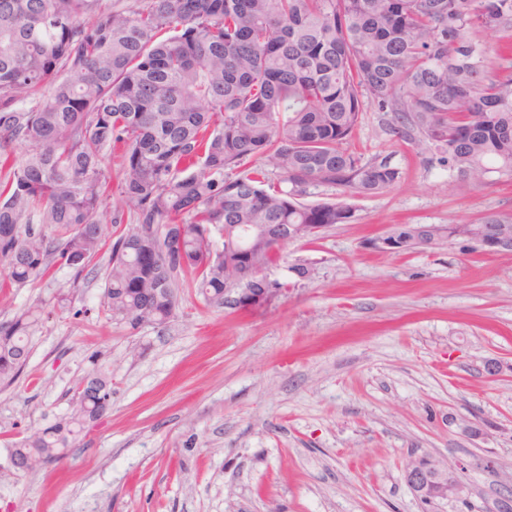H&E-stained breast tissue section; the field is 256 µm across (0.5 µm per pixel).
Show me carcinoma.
Here are the masks:
<instances>
[{
	"instance_id": "1",
	"label": "carcinoma",
	"mask_w": 512,
	"mask_h": 512,
	"mask_svg": "<svg viewBox=\"0 0 512 512\" xmlns=\"http://www.w3.org/2000/svg\"><path fill=\"white\" fill-rule=\"evenodd\" d=\"M512 30V0H0V150L25 158L0 181V288L67 266L79 277L103 247L106 151L137 224L112 243L105 304L135 329L163 324L191 277L224 307V225H239L262 272L281 260L266 224H300L312 242L354 217L306 204L312 187L382 193L401 178L386 158L348 149L370 106L448 154L460 186L512 178V66L479 30ZM404 224L386 253L431 240ZM465 232L512 234V215ZM42 319L0 323V383L19 378ZM74 387L70 412L9 449L42 463L69 455L110 409Z\"/></svg>"
}]
</instances>
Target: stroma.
<instances>
[{"instance_id":"stroma-1","label":"stroma","mask_w":512,"mask_h":512,"mask_svg":"<svg viewBox=\"0 0 512 512\" xmlns=\"http://www.w3.org/2000/svg\"><path fill=\"white\" fill-rule=\"evenodd\" d=\"M368 107L350 147L389 158L377 195L311 189L350 223L284 246L308 279L256 309L207 306L188 281L175 315L130 329L103 303L110 252L82 275L0 291V322L34 305L20 377L0 384V512H503L512 485V251L466 238L406 254L366 249L401 224L512 214V180L461 189L442 154ZM66 292L57 305V292ZM112 374L110 409L62 462L24 475L10 446L65 415L72 389ZM453 466L465 500L417 499L412 458Z\"/></svg>"}]
</instances>
